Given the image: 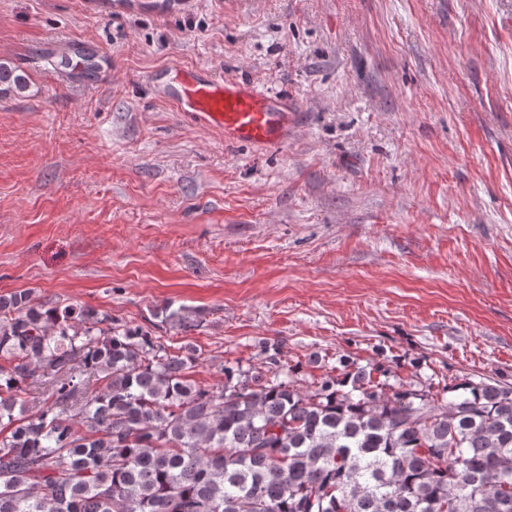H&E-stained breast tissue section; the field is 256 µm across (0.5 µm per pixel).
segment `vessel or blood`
Here are the masks:
<instances>
[{
	"label": "vessel or blood",
	"mask_w": 512,
	"mask_h": 512,
	"mask_svg": "<svg viewBox=\"0 0 512 512\" xmlns=\"http://www.w3.org/2000/svg\"><path fill=\"white\" fill-rule=\"evenodd\" d=\"M63 55L72 68L101 59L85 43L64 45ZM149 84L177 111L223 130L225 140L268 146L280 143L286 135L291 110L287 96L242 81H217L202 68H185L173 76L157 70L151 73Z\"/></svg>",
	"instance_id": "vessel-or-blood-1"
}]
</instances>
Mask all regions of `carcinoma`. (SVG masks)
<instances>
[{"label":"carcinoma","mask_w":512,"mask_h":512,"mask_svg":"<svg viewBox=\"0 0 512 512\" xmlns=\"http://www.w3.org/2000/svg\"><path fill=\"white\" fill-rule=\"evenodd\" d=\"M265 351L202 388L140 326L0 298V512H512V383L342 355L304 390Z\"/></svg>","instance_id":"carcinoma-1"}]
</instances>
